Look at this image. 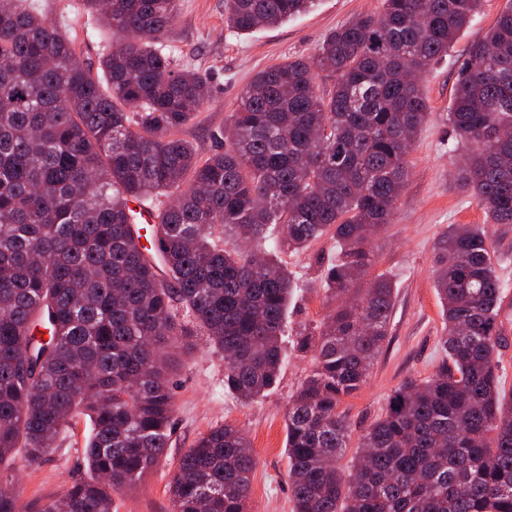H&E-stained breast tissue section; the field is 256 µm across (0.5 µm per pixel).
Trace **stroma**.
Returning a JSON list of instances; mask_svg holds the SVG:
<instances>
[{"label":"stroma","instance_id":"35a3bbf8","mask_svg":"<svg viewBox=\"0 0 512 512\" xmlns=\"http://www.w3.org/2000/svg\"><path fill=\"white\" fill-rule=\"evenodd\" d=\"M52 20L70 24L74 48L85 63L97 64L112 43V33L88 22L83 0H36ZM507 0H486L458 36L448 55L432 64L423 77L429 116L413 152L401 201L386 232L380 236L378 272L397 285L389 342L374 362L366 385L345 398L352 438H359L385 409L388 395L406 378L431 376L443 358L439 339L443 322L434 288L433 257L440 235L451 224H481L484 211L451 176L453 134L445 117L457 74L471 43L492 26ZM381 0H316L311 11L282 24L240 36L224 24V0H182L169 33L168 50L185 68L205 74L211 100L181 138L192 142L200 156L224 148V124L237 105L241 88L253 74L288 59L311 56L324 37L361 14L378 12ZM333 249L330 239L314 243L286 259L299 278L288 307V324L318 323L328 313L321 283L320 258ZM286 359L275 387L245 404L224 390V358L205 344L182 355L171 380L174 431L159 466L131 492L112 496V512H173L169 482L183 453L200 434L226 422L248 434L257 466L251 484L250 512H294L288 481L285 420L290 398L310 372L308 357L284 337ZM91 432L88 417L72 420L51 452L35 466L15 461L5 475L24 512H37L88 475L85 445Z\"/></svg>","mask_w":512,"mask_h":512}]
</instances>
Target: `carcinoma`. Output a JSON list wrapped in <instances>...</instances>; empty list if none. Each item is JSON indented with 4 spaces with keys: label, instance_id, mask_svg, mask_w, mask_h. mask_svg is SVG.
<instances>
[{
    "label": "carcinoma",
    "instance_id": "carcinoma-1",
    "mask_svg": "<svg viewBox=\"0 0 512 512\" xmlns=\"http://www.w3.org/2000/svg\"><path fill=\"white\" fill-rule=\"evenodd\" d=\"M314 0H226L236 33ZM485 0H382L308 59L258 71L208 158L177 133L210 100L166 42L180 0H84L112 30L94 68L26 0H0V465L52 450L89 417L90 477L40 512H112L153 471L173 426L170 375L192 337L224 353L244 402L278 381L294 276L284 254L328 236L329 314L294 333L311 374L288 402L294 512H512V398L498 375L504 283L486 225L450 224L434 283L445 358L408 378L343 463L358 392L388 341L393 281L378 239L428 116L421 83ZM328 78L332 89H323ZM446 120L455 183L492 224H512V4L468 50ZM158 200L146 227L129 203ZM49 340L37 338L39 329ZM257 461L245 433L201 434L170 481L173 512H249ZM0 512H21L0 483Z\"/></svg>",
    "mask_w": 512,
    "mask_h": 512
}]
</instances>
